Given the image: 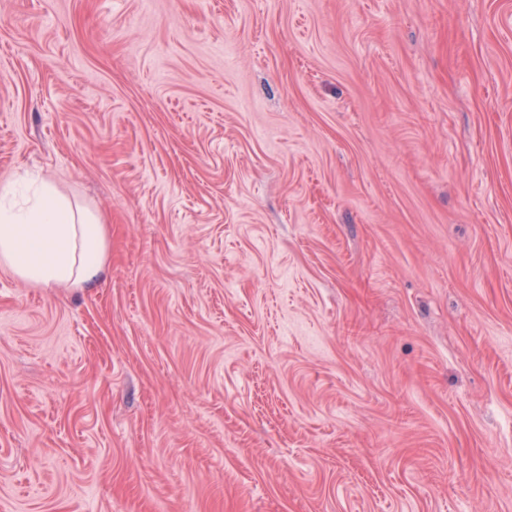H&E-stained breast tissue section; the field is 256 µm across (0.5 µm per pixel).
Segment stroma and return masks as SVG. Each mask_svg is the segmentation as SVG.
Listing matches in <instances>:
<instances>
[{"label":"stroma","mask_w":512,"mask_h":512,"mask_svg":"<svg viewBox=\"0 0 512 512\" xmlns=\"http://www.w3.org/2000/svg\"><path fill=\"white\" fill-rule=\"evenodd\" d=\"M0 512H512V0H0ZM103 220L46 182L26 212L0 206V262L40 288H88L105 271Z\"/></svg>","instance_id":"stroma-1"}]
</instances>
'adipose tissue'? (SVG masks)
Listing matches in <instances>:
<instances>
[{
  "instance_id": "ef3b65f1",
  "label": "adipose tissue",
  "mask_w": 512,
  "mask_h": 512,
  "mask_svg": "<svg viewBox=\"0 0 512 512\" xmlns=\"http://www.w3.org/2000/svg\"><path fill=\"white\" fill-rule=\"evenodd\" d=\"M103 220L44 183L27 211L0 206V263L40 288H86L105 271Z\"/></svg>"
}]
</instances>
